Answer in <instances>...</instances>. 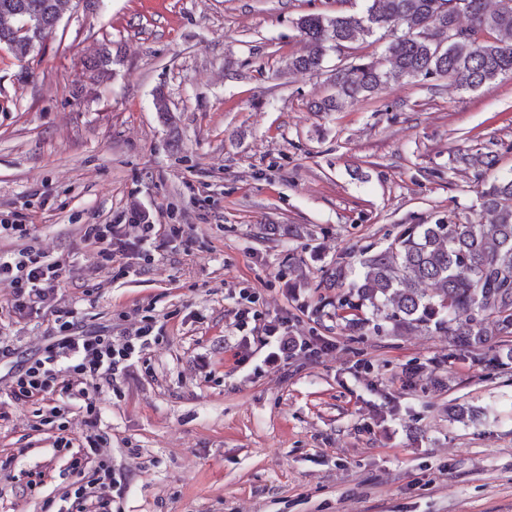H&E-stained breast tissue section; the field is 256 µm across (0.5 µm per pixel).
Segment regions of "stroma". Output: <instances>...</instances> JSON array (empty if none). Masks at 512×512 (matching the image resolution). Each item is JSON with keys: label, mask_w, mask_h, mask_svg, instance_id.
<instances>
[{"label": "stroma", "mask_w": 512, "mask_h": 512, "mask_svg": "<svg viewBox=\"0 0 512 512\" xmlns=\"http://www.w3.org/2000/svg\"><path fill=\"white\" fill-rule=\"evenodd\" d=\"M365 5L103 0L97 13H64L25 82L0 47V217L24 214L23 243L65 267L31 318L3 312L11 290L0 283V336L35 352L58 307L116 336L148 311L162 328L149 370L97 396L124 512H512V365L449 356L447 337L424 330L354 333L319 306L336 297L318 287L336 263L358 274L360 252L407 224L477 223L487 184L512 176V75L476 90L392 82L342 111H310L337 66L383 61L393 34L288 74L298 18ZM105 42L121 63L98 85L82 62ZM479 150L498 159L480 178L463 160ZM134 204L185 225L193 245L116 280L80 228L119 223ZM244 294L328 350L261 373L240 363L231 342ZM455 404L474 419L449 418ZM6 410L0 512H42L76 477L35 406ZM28 469L45 472L39 491Z\"/></svg>", "instance_id": "obj_1"}]
</instances>
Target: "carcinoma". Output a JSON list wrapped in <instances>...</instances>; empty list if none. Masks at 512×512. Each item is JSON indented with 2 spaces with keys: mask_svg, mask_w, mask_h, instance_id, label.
Listing matches in <instances>:
<instances>
[{
  "mask_svg": "<svg viewBox=\"0 0 512 512\" xmlns=\"http://www.w3.org/2000/svg\"><path fill=\"white\" fill-rule=\"evenodd\" d=\"M71 0H0V43L20 62L41 50L49 21ZM402 28L387 48L388 67L345 64L336 70L334 91L311 104L315 112H336L346 101L367 99L390 81L447 78L478 89L512 75V0H367L365 11L308 14L297 28L304 53L288 59V70L315 73L327 51L339 50L376 29ZM458 37L440 46L437 35ZM108 48L86 61L96 80L110 76ZM495 156L470 157L475 176ZM484 221L411 224L384 249L361 254L358 279L338 296L336 308L353 316L369 309L394 329L422 328L448 337V345L473 361L499 346L512 361V177L492 181L480 196ZM341 266L320 288H341Z\"/></svg>",
  "mask_w": 512,
  "mask_h": 512,
  "instance_id": "carcinoma-1",
  "label": "carcinoma"
}]
</instances>
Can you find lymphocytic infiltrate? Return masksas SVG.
I'll return each mask as SVG.
<instances>
[{"label": "lymphocytic infiltrate", "mask_w": 512, "mask_h": 512, "mask_svg": "<svg viewBox=\"0 0 512 512\" xmlns=\"http://www.w3.org/2000/svg\"><path fill=\"white\" fill-rule=\"evenodd\" d=\"M84 241L100 248L102 261L113 266L116 276L128 274L133 261L152 263L156 254L182 243L183 225L156 224L150 217L128 218L123 224H87ZM64 265L42 252L22 248L0 253V282L8 283L11 296L9 315L26 318L39 313L63 280ZM240 332L235 347L246 357L261 356L271 366L299 355L323 351L324 342L312 336L292 335L287 319L263 320L255 300L241 304L235 313ZM57 336L43 353L30 359L7 383V395L16 404L50 403V413L58 421L55 445L70 453L68 469L74 473L92 470L93 477L74 491L79 512H115L116 496L125 486L115 477L95 428L100 410L92 398L100 387L119 389L122 382L136 375L146 364V354L161 337L152 316H142L131 335L114 339L105 331L85 332L72 321L70 311L58 314ZM79 400L84 404L85 424L89 429L83 441L68 434L54 396Z\"/></svg>", "instance_id": "obj_1"}]
</instances>
